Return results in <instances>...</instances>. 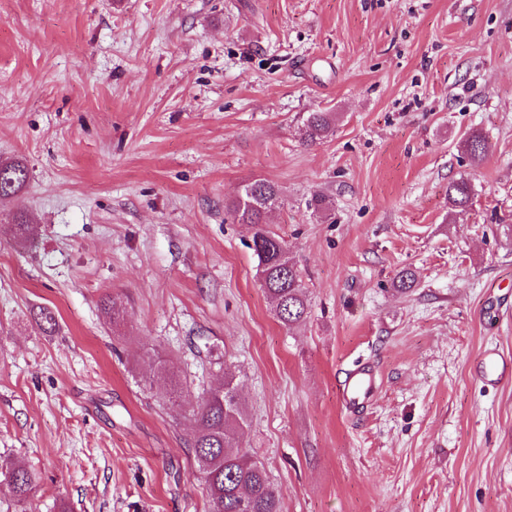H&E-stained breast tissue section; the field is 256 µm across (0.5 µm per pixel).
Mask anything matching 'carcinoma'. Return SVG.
<instances>
[{
	"mask_svg": "<svg viewBox=\"0 0 512 512\" xmlns=\"http://www.w3.org/2000/svg\"><path fill=\"white\" fill-rule=\"evenodd\" d=\"M335 126L332 112H311L304 122V142L313 144L327 137ZM464 147L472 157L485 154L487 144L469 134ZM0 194L14 195L29 179L28 168L20 162H1ZM227 206V214L239 224L257 227L250 249L257 259L256 274L285 326L302 322L307 316L304 285L295 263L288 257L284 240L266 222V215L281 203L275 183L258 178ZM472 187L463 177L448 184V203L464 210L472 200ZM244 411L232 381L211 389L188 415L189 444L208 498V512H282L281 499L269 481L263 465L251 459L239 441ZM0 489L18 500L25 499L35 483L36 473L23 468L1 470Z\"/></svg>",
	"mask_w": 512,
	"mask_h": 512,
	"instance_id": "carcinoma-1",
	"label": "carcinoma"
}]
</instances>
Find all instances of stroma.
<instances>
[{"mask_svg": "<svg viewBox=\"0 0 512 512\" xmlns=\"http://www.w3.org/2000/svg\"><path fill=\"white\" fill-rule=\"evenodd\" d=\"M311 112L336 125L307 145ZM1 161L29 180L0 199V462L38 480L0 512H207L185 415L227 376L282 512H512V383L475 374L512 352V0H0ZM256 178L290 328L225 212ZM473 190L469 181L463 177L448 184V203L452 209L464 210L472 200ZM251 187V194L247 188ZM281 203L275 183L258 178L247 183L240 197L227 206V214L238 224L259 226L250 249L257 259L256 274L285 326L302 322L307 316L305 287L295 263L288 257L284 240L267 224L266 215ZM478 377L486 384L496 385L512 380V355L500 348H486L477 367ZM379 378L369 363L359 362L344 371L338 398L346 411L354 413L370 404L378 393Z\"/></svg>", "mask_w": 512, "mask_h": 512, "instance_id": "35a3bbf8", "label": "stroma"}]
</instances>
